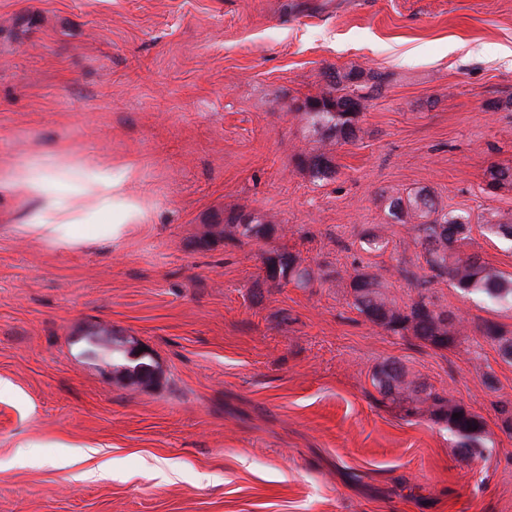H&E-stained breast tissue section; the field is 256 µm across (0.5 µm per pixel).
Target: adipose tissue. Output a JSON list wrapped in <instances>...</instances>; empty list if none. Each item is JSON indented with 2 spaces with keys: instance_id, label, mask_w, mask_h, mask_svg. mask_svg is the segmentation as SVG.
Returning a JSON list of instances; mask_svg holds the SVG:
<instances>
[{
  "instance_id": "1",
  "label": "adipose tissue",
  "mask_w": 512,
  "mask_h": 512,
  "mask_svg": "<svg viewBox=\"0 0 512 512\" xmlns=\"http://www.w3.org/2000/svg\"><path fill=\"white\" fill-rule=\"evenodd\" d=\"M132 175L131 166H105L88 174L83 181L84 187L92 191L93 218L108 225L115 234L120 233L124 225L146 223L149 217L148 204L127 192V183ZM61 182V177L46 171L24 181L0 177V199L10 197L25 186L41 193L43 203L32 216V224L37 230L48 232L60 240L79 241L83 238V206L76 202L61 204L56 196V187Z\"/></svg>"
}]
</instances>
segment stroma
Wrapping results in <instances>:
<instances>
[{
	"label": "stroma",
	"mask_w": 512,
	"mask_h": 512,
	"mask_svg": "<svg viewBox=\"0 0 512 512\" xmlns=\"http://www.w3.org/2000/svg\"><path fill=\"white\" fill-rule=\"evenodd\" d=\"M338 72L365 97L346 143L299 110ZM317 149L332 178L301 165ZM128 163L150 218L117 239L67 245L31 228L41 196L0 203V512H512V363L480 332L512 335V310L434 281L464 326L437 348L349 288L364 270L416 299L394 198L512 222V187L486 189L512 167V0H0V174ZM462 250L512 275V242L475 225ZM273 252L310 285L269 280ZM96 332L154 378L90 353ZM392 359L484 418L482 455L379 394Z\"/></svg>",
	"instance_id": "stroma-1"
}]
</instances>
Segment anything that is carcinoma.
<instances>
[{"mask_svg":"<svg viewBox=\"0 0 512 512\" xmlns=\"http://www.w3.org/2000/svg\"><path fill=\"white\" fill-rule=\"evenodd\" d=\"M352 78L348 75L334 76L335 96L305 101L304 107H311L313 124L321 125L336 135V141L346 142L355 137V125L362 109L364 95L348 86ZM301 163L318 178H324L333 172L334 166L323 154H314ZM512 185V170L493 167L489 171L488 188L496 189L505 184ZM396 210L411 219L418 220L414 225L415 240L423 248L425 261L424 274L417 278L420 287H425L437 279H449L453 285L469 295L481 296L500 305L512 306V276L481 261L475 255L463 257L458 252L457 243L466 240L471 231L467 215L441 213L426 193H417L403 200L396 198L391 202ZM483 227L498 237L512 241V224L496 220L491 213L484 218ZM361 243L370 252L387 248L388 240L380 230L370 229L362 235ZM267 278L271 280L291 279L299 285L309 282V272L300 266L292 255L275 254L264 260ZM354 305L368 320L395 334L411 332L416 338L437 348H447L455 343L462 329L456 327V318L448 312L436 308L430 297L420 293L410 305L398 308L389 301L382 290L381 282L368 272L356 273L350 282ZM482 335L497 343L501 356L512 360V337L494 322L483 326ZM112 353L122 356L126 364L121 371L130 372L138 377L142 371L154 373L153 364L143 359H132L134 350L115 348ZM373 382L379 392L387 397L403 396L410 391L416 400L425 403L432 401L433 414L448 425V430L458 438V448L464 453L482 454L487 434L483 418L470 410L454 405L448 408L439 403V399L427 391L423 385H412L405 381V370L396 360L380 365L373 373ZM460 417H455V414Z\"/></svg>","mask_w":512,"mask_h":512,"instance_id":"obj_1","label":"carcinoma"}]
</instances>
